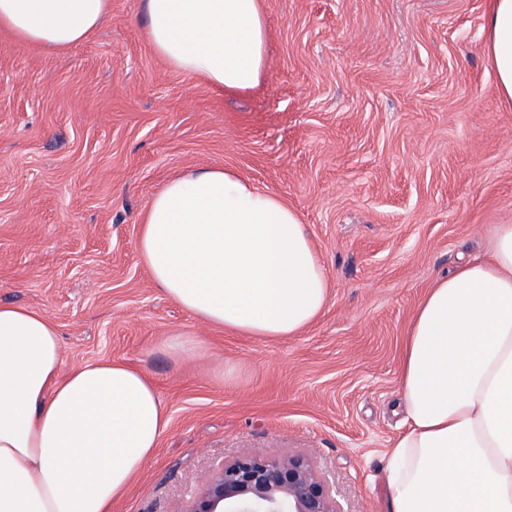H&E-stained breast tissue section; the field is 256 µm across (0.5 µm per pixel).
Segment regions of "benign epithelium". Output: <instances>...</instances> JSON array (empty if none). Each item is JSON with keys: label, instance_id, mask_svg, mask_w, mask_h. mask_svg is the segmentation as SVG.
I'll use <instances>...</instances> for the list:
<instances>
[{"label": "benign epithelium", "instance_id": "1", "mask_svg": "<svg viewBox=\"0 0 512 512\" xmlns=\"http://www.w3.org/2000/svg\"><path fill=\"white\" fill-rule=\"evenodd\" d=\"M186 512H341L326 479L300 454L243 455L214 470Z\"/></svg>", "mask_w": 512, "mask_h": 512}]
</instances>
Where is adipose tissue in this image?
<instances>
[{"label":"adipose tissue","mask_w":512,"mask_h":512,"mask_svg":"<svg viewBox=\"0 0 512 512\" xmlns=\"http://www.w3.org/2000/svg\"><path fill=\"white\" fill-rule=\"evenodd\" d=\"M109 0H0V25L66 48ZM147 34L177 70L242 93L267 70L259 0H145ZM498 88L512 98V0L486 15ZM154 282L199 320L292 336L329 299L298 213L225 169L188 171L149 201L138 241ZM45 313L0 303V512H111L169 418L154 384L118 361L63 372ZM405 419L389 450L392 512H512V224L491 251L439 278L403 348Z\"/></svg>","instance_id":"obj_1"}]
</instances>
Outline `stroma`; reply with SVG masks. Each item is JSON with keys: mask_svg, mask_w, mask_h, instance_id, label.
<instances>
[{"mask_svg": "<svg viewBox=\"0 0 512 512\" xmlns=\"http://www.w3.org/2000/svg\"><path fill=\"white\" fill-rule=\"evenodd\" d=\"M260 4L267 72L243 94L162 59L143 0H110L59 51L0 28V303L55 322L64 369L141 370L169 416L112 512H184L215 467L271 450L309 458L342 512H389L413 313L512 224V99L488 0ZM192 168L233 171L307 225L330 298L305 330L230 332L155 285L141 215ZM175 333L198 354H170Z\"/></svg>", "mask_w": 512, "mask_h": 512, "instance_id": "35a3bbf8", "label": "stroma"}]
</instances>
